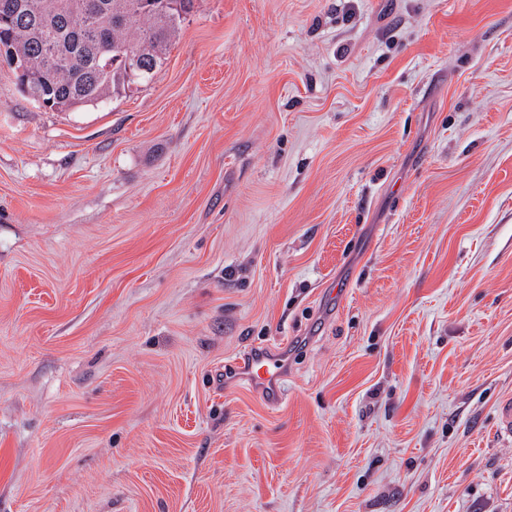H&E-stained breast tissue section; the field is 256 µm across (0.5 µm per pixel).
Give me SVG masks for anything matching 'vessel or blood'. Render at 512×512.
Here are the masks:
<instances>
[{"instance_id":"obj_1","label":"vessel or blood","mask_w":512,"mask_h":512,"mask_svg":"<svg viewBox=\"0 0 512 512\" xmlns=\"http://www.w3.org/2000/svg\"><path fill=\"white\" fill-rule=\"evenodd\" d=\"M286 368V358L279 349L264 347L233 365L227 380L243 383L252 391L265 395L269 401L276 402L284 392Z\"/></svg>"}]
</instances>
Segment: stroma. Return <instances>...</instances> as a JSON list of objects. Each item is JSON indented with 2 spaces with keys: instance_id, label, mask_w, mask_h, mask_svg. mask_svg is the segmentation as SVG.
<instances>
[{
  "instance_id": "stroma-1",
  "label": "stroma",
  "mask_w": 512,
  "mask_h": 512,
  "mask_svg": "<svg viewBox=\"0 0 512 512\" xmlns=\"http://www.w3.org/2000/svg\"><path fill=\"white\" fill-rule=\"evenodd\" d=\"M506 395L512 0H197L70 112L0 56V512H512ZM286 368V357L279 349L263 347L233 365L225 378L228 383L241 382L252 391L265 395L270 402L277 403L284 392Z\"/></svg>"
}]
</instances>
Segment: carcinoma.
Masks as SVG:
<instances>
[{
  "mask_svg": "<svg viewBox=\"0 0 512 512\" xmlns=\"http://www.w3.org/2000/svg\"><path fill=\"white\" fill-rule=\"evenodd\" d=\"M196 0H0V54L29 96L69 111L122 96L162 64ZM142 58L144 68L129 70Z\"/></svg>",
  "mask_w": 512,
  "mask_h": 512,
  "instance_id": "cac0c4a2",
  "label": "carcinoma"
}]
</instances>
